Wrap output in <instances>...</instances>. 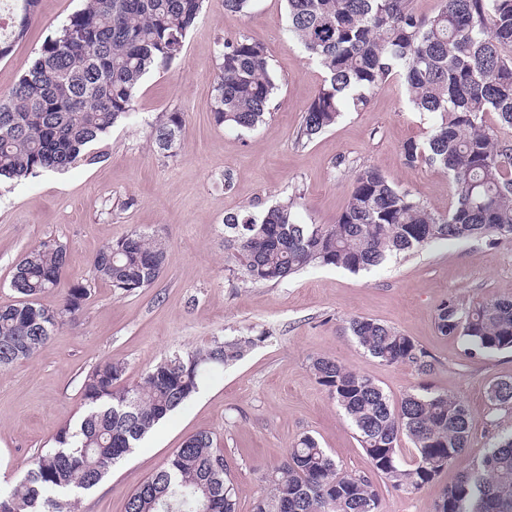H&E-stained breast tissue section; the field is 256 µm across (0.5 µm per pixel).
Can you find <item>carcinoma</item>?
<instances>
[{
  "instance_id": "carcinoma-1",
  "label": "carcinoma",
  "mask_w": 512,
  "mask_h": 512,
  "mask_svg": "<svg viewBox=\"0 0 512 512\" xmlns=\"http://www.w3.org/2000/svg\"><path fill=\"white\" fill-rule=\"evenodd\" d=\"M0 59L23 39L40 0H12ZM204 0H86L43 44L32 67L0 96V183L95 163L90 147L134 111V90L153 68L177 59ZM289 31L325 72L303 111L297 141L304 144L334 126L341 107H363L369 93L397 74L419 112L437 117L427 142L406 143L404 164L426 160L455 184L444 214L428 208L379 169L355 170L345 206L334 224H302L297 196L260 212L242 208L224 216V247L236 279L279 282L310 267L359 272L387 257L437 240L488 237L512 240V139L486 124L494 112L512 128V0H441L432 17L411 0H286ZM213 86L216 124L250 131L270 114L277 83L266 47L240 36L222 43ZM185 126L182 112H165L152 126L156 148L173 157ZM166 242L134 230L103 246L90 263V280L128 294L163 273ZM66 244L46 239L16 264L11 287L21 300L0 305V369L32 358L53 332L77 315L90 284L67 288L56 309L36 299L61 284ZM437 331L462 337L482 351L512 352V298L466 302L455 297L435 309ZM347 331L371 357L404 364L421 375L434 358L419 343L371 318ZM262 335L215 339L203 348L175 351L132 386L124 363L105 362L81 386L86 410L59 428L53 446L27 463L19 486L0 495V512H72V497L99 484L160 421L185 405L207 375L242 359ZM310 370L344 411L373 473L393 490L415 494L465 452L471 412L461 399L421 386L393 401L371 378L333 358L311 359ZM487 399L512 409V377L492 381ZM414 448L407 461L400 444ZM224 452L210 432L183 442L166 464L128 497L126 512H237V492L225 480ZM267 492L254 512H380L376 483L348 472L311 435L288 449L265 473ZM433 512H512V436L458 477Z\"/></svg>"
}]
</instances>
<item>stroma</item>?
I'll return each mask as SVG.
<instances>
[{"label":"stroma","mask_w":512,"mask_h":512,"mask_svg":"<svg viewBox=\"0 0 512 512\" xmlns=\"http://www.w3.org/2000/svg\"><path fill=\"white\" fill-rule=\"evenodd\" d=\"M84 0H40L38 18L0 60V94L28 71L48 36ZM248 36L268 52L278 90L265 124L241 131L216 125L213 85L224 40ZM324 71L288 30L286 0H252L247 13L205 0L182 54L148 72L135 90V110L96 145L102 161L0 186V304L17 301L13 269L47 238L65 243L70 262L60 288L40 295L58 307L64 286L87 280L90 261L107 243L141 230L167 243L163 273L148 288L123 295L102 282L74 321L65 323L28 360L0 371V491L12 492L30 458L84 411L81 386L97 365L124 362L125 383L175 350L200 348L242 332L263 342L201 384L182 408L162 420L95 487L75 497V512H125L128 496L200 430L224 450L237 512H253L263 474L282 462L305 434L343 469L371 465L357 436L309 370L317 356L336 359L372 378L392 398L425 384L463 400L472 411L469 448L421 493L383 490L381 512H432L443 489L476 464L500 437L512 434V412L492 408L486 389L512 377V352L472 351L464 339L441 336L435 308L461 300L512 297V241H435L359 273L312 267L282 282L233 279L224 249V217L253 205L264 209L294 194L302 223L332 224L343 209L353 166L381 170L429 208L454 200L447 173L403 163L407 141L429 138L437 119L415 111L405 84L391 75L365 107L344 108L335 126L311 142L296 133ZM185 115L176 156L164 157L151 138L162 113ZM390 325L425 347L436 367L428 376L385 365L349 335L352 318Z\"/></svg>","instance_id":"1"}]
</instances>
